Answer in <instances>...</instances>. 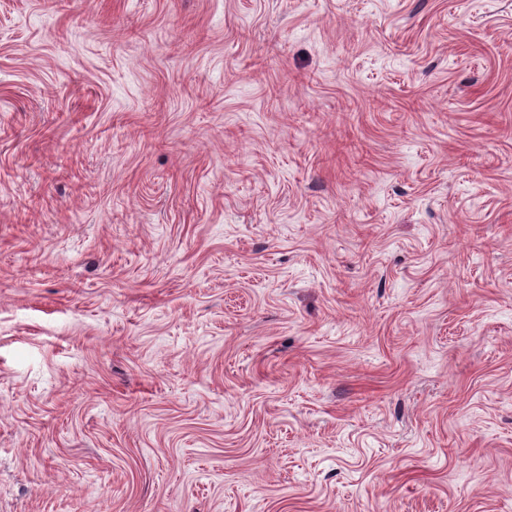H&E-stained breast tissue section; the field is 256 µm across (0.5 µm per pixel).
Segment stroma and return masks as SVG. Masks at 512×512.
<instances>
[{
    "instance_id": "1",
    "label": "stroma",
    "mask_w": 512,
    "mask_h": 512,
    "mask_svg": "<svg viewBox=\"0 0 512 512\" xmlns=\"http://www.w3.org/2000/svg\"><path fill=\"white\" fill-rule=\"evenodd\" d=\"M0 512H512V0H0Z\"/></svg>"
}]
</instances>
